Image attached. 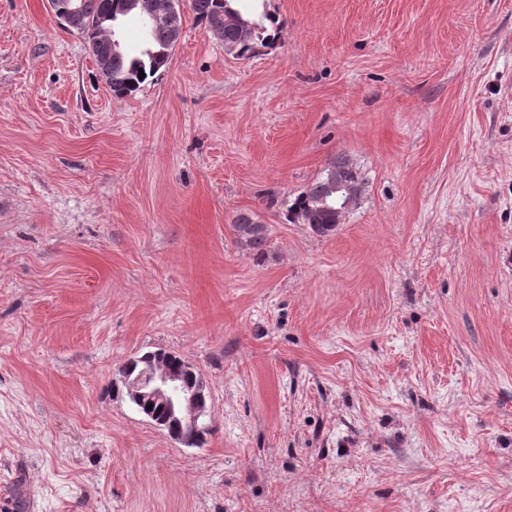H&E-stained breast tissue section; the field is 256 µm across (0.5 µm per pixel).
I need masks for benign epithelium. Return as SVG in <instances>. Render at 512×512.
<instances>
[{"instance_id": "1", "label": "benign epithelium", "mask_w": 512, "mask_h": 512, "mask_svg": "<svg viewBox=\"0 0 512 512\" xmlns=\"http://www.w3.org/2000/svg\"><path fill=\"white\" fill-rule=\"evenodd\" d=\"M336 213L345 214L355 204L356 196L345 184L336 182ZM183 370L167 369L150 358L140 359L137 373L126 371L122 383L126 394L137 404L157 402L168 408L166 422H157L166 428H178L173 439L186 445L197 443L195 439L183 437L186 432L201 433L209 426L206 422L207 406L204 388L190 387L184 382Z\"/></svg>"}]
</instances>
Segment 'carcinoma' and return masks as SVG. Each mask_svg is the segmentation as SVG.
Returning a JSON list of instances; mask_svg holds the SVG:
<instances>
[{
    "mask_svg": "<svg viewBox=\"0 0 512 512\" xmlns=\"http://www.w3.org/2000/svg\"><path fill=\"white\" fill-rule=\"evenodd\" d=\"M234 0H191V10L196 18L205 23L209 31L224 43V48L232 51L238 59L249 60L259 48L269 46L274 36L266 33L253 19L248 25H240L244 16L233 6ZM84 19L94 21L105 13L109 0H81ZM154 12L152 0H142L136 7L123 14L121 19L134 16L144 22L152 31L142 49L135 53L120 50L110 62L106 83L116 96H127L136 92L145 80L167 68L173 49L181 31L175 30L164 20L151 18ZM88 38L92 55L97 56L108 47V38L116 37V32L99 29L95 26L77 29ZM145 78H140L139 73ZM335 172L352 190H357L358 174L347 162L339 160L325 169L304 192L288 207L292 219L300 224L336 223V194L332 192L329 173ZM236 228L242 233L247 246L261 250L266 243L265 229L257 227V222L244 213L237 215Z\"/></svg>",
    "mask_w": 512,
    "mask_h": 512,
    "instance_id": "cac0c4a2",
    "label": "carcinoma"
}]
</instances>
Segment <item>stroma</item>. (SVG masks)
<instances>
[{
    "label": "stroma",
    "instance_id": "1",
    "mask_svg": "<svg viewBox=\"0 0 512 512\" xmlns=\"http://www.w3.org/2000/svg\"><path fill=\"white\" fill-rule=\"evenodd\" d=\"M179 8L117 97L0 0V512H512V0H267L248 60ZM338 160L343 223H290ZM149 351L201 447L121 391ZM235 223L238 231L242 233L247 246L256 250L263 249L267 240L266 230L265 228L255 227L262 224H258L250 215L244 213L237 215ZM144 355H153L160 363L168 367L179 366L182 363L181 358L174 353L159 351L155 353H146ZM155 359L142 358L136 362L141 365L136 374L127 370L122 377V383L126 394L136 404H141L137 409L141 413L149 411L157 420H163L167 417V410L164 406L156 403L145 404L147 402H157L164 404L168 408V419L157 421L151 414H145L157 425L163 428H172V425L179 428L178 433L174 434L173 439L186 445L198 443L196 439L183 437L185 432H194L203 434L209 433V426L206 422L207 406L205 400L204 387H189L185 382V375L182 368L167 369L157 363ZM152 406V409L148 408Z\"/></svg>",
    "mask_w": 512,
    "mask_h": 512
}]
</instances>
